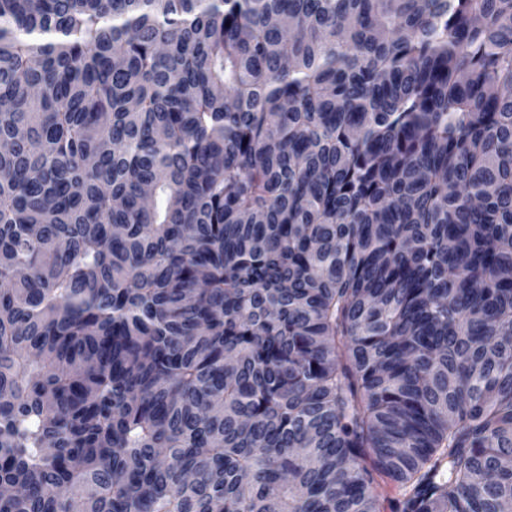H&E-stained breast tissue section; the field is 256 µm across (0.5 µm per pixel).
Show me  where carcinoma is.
<instances>
[{"label":"carcinoma","mask_w":512,"mask_h":512,"mask_svg":"<svg viewBox=\"0 0 512 512\" xmlns=\"http://www.w3.org/2000/svg\"><path fill=\"white\" fill-rule=\"evenodd\" d=\"M512 512V0H0V512Z\"/></svg>","instance_id":"cac0c4a2"}]
</instances>
